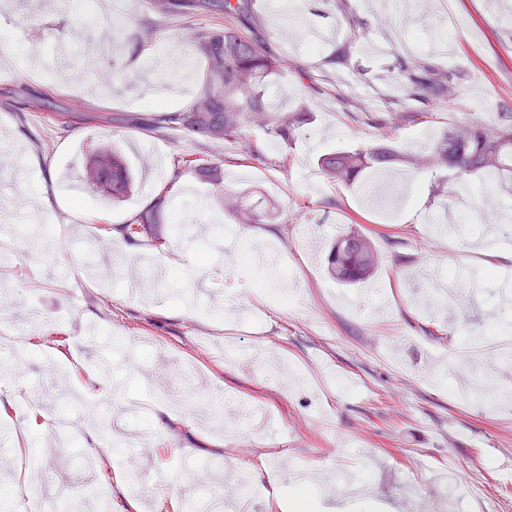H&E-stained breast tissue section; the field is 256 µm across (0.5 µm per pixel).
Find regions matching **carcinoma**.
Segmentation results:
<instances>
[{
	"mask_svg": "<svg viewBox=\"0 0 512 512\" xmlns=\"http://www.w3.org/2000/svg\"><path fill=\"white\" fill-rule=\"evenodd\" d=\"M155 8L163 16L212 12L240 16L248 12L249 4L247 0H155ZM188 48L204 64L199 93L189 106L150 115L146 122L153 126L177 124L187 134L207 141L244 140L247 128L252 125L263 128L281 145L294 140L308 120V113L303 109L283 113L271 110L268 91L280 63L257 38L234 28H211L195 33ZM406 78L415 89L433 95L448 91L446 76L429 69L423 75L409 72ZM396 163L447 171L456 179L474 173L493 182L503 176L511 179L512 113H500V121L495 124L472 118L450 125L430 139L421 155L380 143L326 154L319 159L325 175L347 187L355 185L368 169L386 170ZM177 164L208 183L223 186L224 168L217 162L182 155ZM83 181L114 204L123 201L132 190L125 158L109 142L86 156ZM170 205V191L160 192L124 225L126 236L165 223ZM236 218L240 224H265L270 214L258 205H250L237 211ZM326 262L328 273L344 285L368 281L378 266L369 239L357 231L338 237Z\"/></svg>",
	"mask_w": 512,
	"mask_h": 512,
	"instance_id": "1",
	"label": "carcinoma"
}]
</instances>
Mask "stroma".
Here are the masks:
<instances>
[{
  "label": "stroma",
  "mask_w": 512,
  "mask_h": 512,
  "mask_svg": "<svg viewBox=\"0 0 512 512\" xmlns=\"http://www.w3.org/2000/svg\"><path fill=\"white\" fill-rule=\"evenodd\" d=\"M294 22L343 35L292 50ZM222 26L281 60L272 95L310 114L289 148L257 126L215 142L131 124L192 102L203 63L164 49ZM36 51L44 67L25 70ZM421 65L449 94L412 96L402 69ZM116 70L131 82L104 87ZM35 95L67 122L27 109ZM501 112L512 0H285L242 18L0 0V358L16 369L0 384V488L25 475L81 512H175L208 485L243 512H295L309 479L311 512H512V351L495 347L512 338V187L489 209L482 176L452 180L438 207V172L399 165L347 189L318 165L386 139L417 151ZM106 140L134 181L119 204L83 187ZM183 154L221 162L223 188L175 172ZM170 182L165 222L124 239ZM228 195L264 200L272 222L236 223ZM351 227L380 267L345 286L324 256ZM258 240L277 248L274 273L241 259ZM242 469L261 471L260 495ZM355 480L369 498L350 494Z\"/></svg>",
  "instance_id": "1"
}]
</instances>
